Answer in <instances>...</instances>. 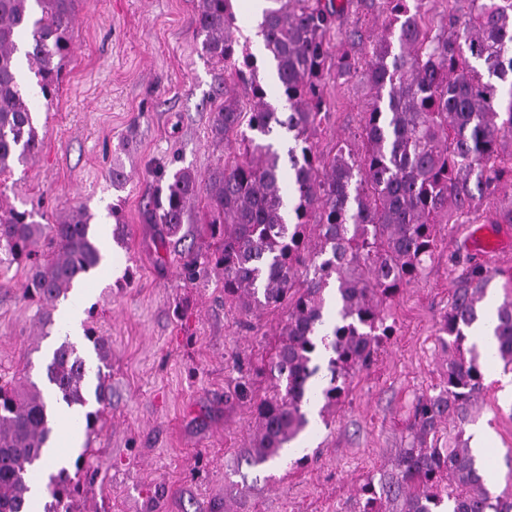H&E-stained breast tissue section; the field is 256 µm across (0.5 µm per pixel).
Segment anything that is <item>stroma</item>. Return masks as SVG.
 Listing matches in <instances>:
<instances>
[{"mask_svg":"<svg viewBox=\"0 0 512 512\" xmlns=\"http://www.w3.org/2000/svg\"><path fill=\"white\" fill-rule=\"evenodd\" d=\"M196 0H78L73 48L52 101L36 99L42 140L33 162L0 175V192L43 223L85 206L107 224L119 205L129 235L105 240L108 277L84 280L83 310L110 347L104 373L112 398L103 427L90 438L80 492L88 512H348L359 483L403 447L408 407L433 393L446 356L438 336L454 275L449 251L495 268L487 293L503 300L512 278V226L489 254L471 242L473 225L453 231L448 252L390 306L395 334L377 361L356 374L342 408L299 439L308 463L269 470L240 458L249 447L252 408L237 399V362L267 364L283 315L266 311L243 324L224 303L220 276L190 284L180 266L188 253L213 247L206 228L187 224L181 239L160 243L142 212L161 170L207 174L223 163L208 126L220 67L200 58L193 36ZM328 118L315 142L330 153L356 131L371 93L359 78L326 79ZM121 163L129 180L113 189ZM24 264H0V382L39 380L49 344L38 306L24 298ZM502 365L485 373L478 421L489 430L486 458L496 490L512 472V398Z\"/></svg>","mask_w":512,"mask_h":512,"instance_id":"35a3bbf8","label":"stroma"}]
</instances>
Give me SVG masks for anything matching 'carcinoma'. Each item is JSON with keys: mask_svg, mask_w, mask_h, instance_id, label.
I'll use <instances>...</instances> for the list:
<instances>
[{"mask_svg": "<svg viewBox=\"0 0 512 512\" xmlns=\"http://www.w3.org/2000/svg\"><path fill=\"white\" fill-rule=\"evenodd\" d=\"M77 0H0V174L27 165L41 139L22 71L38 93L53 98L74 37ZM258 24L265 61L274 67L282 107L274 106L259 78L249 43L233 38L232 0H197L194 38L199 56L220 64L221 99L211 110L209 133L227 146L224 165L201 176L172 171L144 209L164 237L202 223L215 247L183 259L189 282L219 274L224 300L245 317L283 310L285 319L269 362L274 393L253 398L243 375L235 396L252 401L255 432L244 461H275L309 423L336 413L352 378L370 366L390 336L388 305L417 281L445 245L438 227L472 224L481 202L512 185V0H467V11L448 0V15L430 16L431 0H367L388 23L363 38L343 31L354 0H268ZM360 78L372 91L356 136L361 146L317 150L314 137L327 116L326 75ZM240 88L250 101L240 110ZM291 134L281 153L271 135ZM112 240L128 237L112 207ZM81 206L54 224H41L0 196V255L30 266L24 296L53 322L57 303L104 260L103 244ZM449 261L458 271L438 333L447 354L437 393L416 397L405 425L406 447L394 464L359 484L349 512H512V495L496 494L485 460L467 429L489 362L512 369V281L496 310L494 342L485 351L468 340L481 302L497 272L487 265ZM98 361L109 359L106 340L84 326ZM56 401L84 409L88 435L96 432L111 388L91 373L65 341L47 365ZM47 399L34 383H0V512H31L28 474H36L50 437ZM44 512H81L78 475L61 467L50 476Z\"/></svg>", "mask_w": 512, "mask_h": 512, "instance_id": "carcinoma-1", "label": "carcinoma"}]
</instances>
